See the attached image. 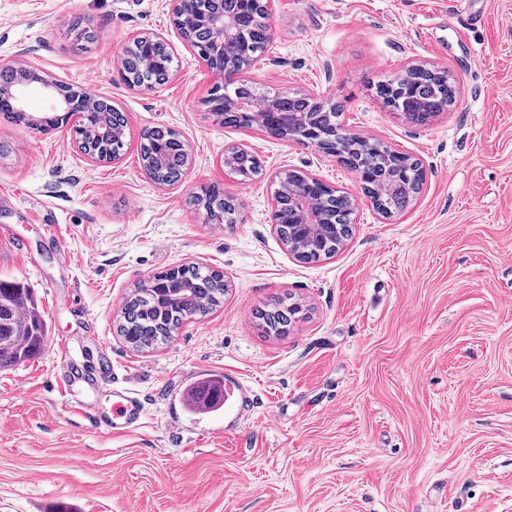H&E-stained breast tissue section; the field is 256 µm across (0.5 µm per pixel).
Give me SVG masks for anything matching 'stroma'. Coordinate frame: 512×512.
I'll list each match as a JSON object with an SVG mask.
<instances>
[{
	"mask_svg": "<svg viewBox=\"0 0 512 512\" xmlns=\"http://www.w3.org/2000/svg\"><path fill=\"white\" fill-rule=\"evenodd\" d=\"M482 15L470 26L469 13ZM273 39L251 67L258 91L341 105L340 122L419 161L407 209L383 217L356 171L313 145L210 112L215 77L185 47L170 0H0V63L92 88L126 117L116 161L94 162L72 126L42 131L0 114V280L34 292L50 340L0 371V512H512V0H274ZM151 32L174 57L169 80L134 90L125 47ZM411 66L447 72L458 101L419 127L383 108L378 83ZM188 145L180 182L144 172L141 135ZM258 157L243 183L224 148ZM314 174L354 203L332 257L304 262L273 232L281 172ZM216 185L237 208L207 220ZM57 234L71 258L45 246ZM190 264L223 274L220 306L138 351L116 331L137 285ZM286 334L267 332L274 303ZM63 336L104 355L115 387H76L66 406ZM231 372L245 421L201 418L192 386ZM146 400L130 431L97 429L113 388Z\"/></svg>",
	"mask_w": 512,
	"mask_h": 512,
	"instance_id": "stroma-1",
	"label": "stroma"
}]
</instances>
